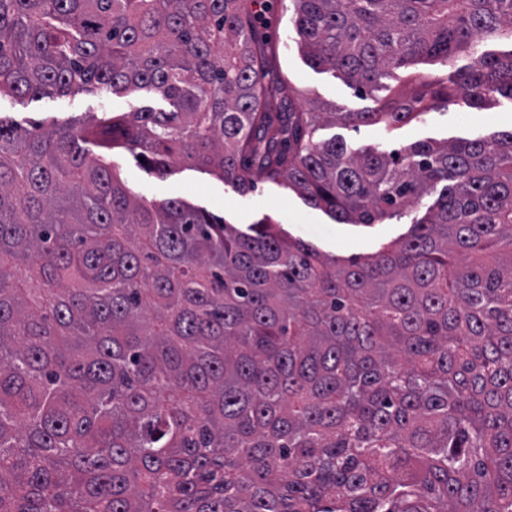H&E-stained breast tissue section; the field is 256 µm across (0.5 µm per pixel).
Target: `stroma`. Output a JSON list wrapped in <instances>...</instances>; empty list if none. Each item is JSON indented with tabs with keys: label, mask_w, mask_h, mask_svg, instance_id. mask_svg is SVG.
Instances as JSON below:
<instances>
[{
	"label": "stroma",
	"mask_w": 512,
	"mask_h": 512,
	"mask_svg": "<svg viewBox=\"0 0 512 512\" xmlns=\"http://www.w3.org/2000/svg\"><path fill=\"white\" fill-rule=\"evenodd\" d=\"M292 0H262L258 9V32L269 40L274 54L267 68V82H287L294 90L293 102L302 110L328 105L340 112L377 108L386 96V87H394L408 74L418 73L434 81H447L456 69L467 63L458 57L445 63L419 60L407 69H398L385 80L386 86L364 95L337 72L309 63L298 43L291 21ZM164 108L165 103L153 93L140 91L118 97L103 89L77 94H45L23 100L0 96V121L29 128L36 124L69 127L92 123L105 110L134 112L142 107ZM512 129V104L494 102L484 109L471 108L460 97L440 103L410 124L396 128H353L327 123L317 127L314 138L327 141L339 138L355 151L369 149L400 150L416 141H453L488 138ZM108 164L119 168L129 192L147 202L160 204L178 198L190 205L223 218L239 230L268 221L279 225L287 235L298 237L320 252L342 259L372 256L409 230L407 219H393L381 224H338L323 211L313 208L285 184L256 176L255 185L245 194L236 192L216 175L176 161L167 175L160 176L144 162L124 153L112 155ZM305 223H298V216Z\"/></svg>",
	"instance_id": "obj_1"
}]
</instances>
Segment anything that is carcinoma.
<instances>
[{
  "label": "carcinoma",
  "instance_id": "carcinoma-1",
  "mask_svg": "<svg viewBox=\"0 0 512 512\" xmlns=\"http://www.w3.org/2000/svg\"><path fill=\"white\" fill-rule=\"evenodd\" d=\"M294 2L310 61L360 92L416 59L470 64L376 110L303 112L265 82L255 0H0V95L172 107L0 121V512H512V130L313 140L438 96L512 103V0ZM88 141L411 227L341 264L268 222L138 201ZM144 106L172 109L153 93L140 91L127 96H112L105 89L95 88L77 94H45L23 100L0 96V119L30 129L33 125L69 127L92 123L103 111L136 112Z\"/></svg>",
  "mask_w": 512,
  "mask_h": 512
}]
</instances>
